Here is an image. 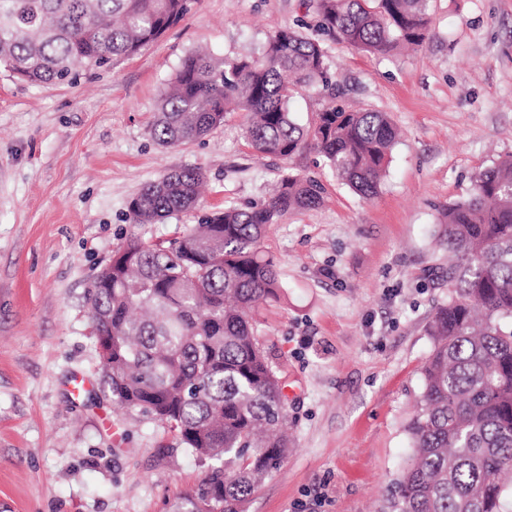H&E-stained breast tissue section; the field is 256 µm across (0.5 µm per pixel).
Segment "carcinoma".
Segmentation results:
<instances>
[{"instance_id": "carcinoma-1", "label": "carcinoma", "mask_w": 512, "mask_h": 512, "mask_svg": "<svg viewBox=\"0 0 512 512\" xmlns=\"http://www.w3.org/2000/svg\"><path fill=\"white\" fill-rule=\"evenodd\" d=\"M322 34L365 54L420 46L430 0H305ZM191 0H0V68L31 84L71 82L138 53L190 11ZM307 89L329 99L307 127L289 111ZM322 41L278 27L256 57L188 55L161 91L152 137L163 147L207 136L226 113L260 157L309 149L366 200L377 196L398 131L384 112L351 110ZM203 174L170 171L129 204L133 224L197 207ZM316 179L281 171L252 209L226 207L171 238L128 239L112 256V286L87 290L102 384L113 404L152 416L202 463L176 512H247L289 448L283 387L254 332L261 303L280 299L268 229L313 209ZM448 303L430 325L434 347L409 422L412 453L395 492L399 512H505L512 485V156L479 171L442 212Z\"/></svg>"}]
</instances>
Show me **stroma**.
Here are the masks:
<instances>
[{
    "instance_id": "1",
    "label": "stroma",
    "mask_w": 512,
    "mask_h": 512,
    "mask_svg": "<svg viewBox=\"0 0 512 512\" xmlns=\"http://www.w3.org/2000/svg\"><path fill=\"white\" fill-rule=\"evenodd\" d=\"M297 21L315 23L304 0H193L158 41L75 82L0 69V512H169L199 483L203 467L173 432L115 409L87 290L126 239L260 204L285 167L325 193L265 240L282 295L260 308L256 334L285 385L292 449L247 512H397L428 325L448 301L440 213L512 155V0H433V37L414 51L325 39L345 104L387 113L401 132L373 200L313 151L257 156L237 112L194 143L155 142L159 92L187 55L256 56ZM181 168L205 176L197 208L131 223V199Z\"/></svg>"
}]
</instances>
